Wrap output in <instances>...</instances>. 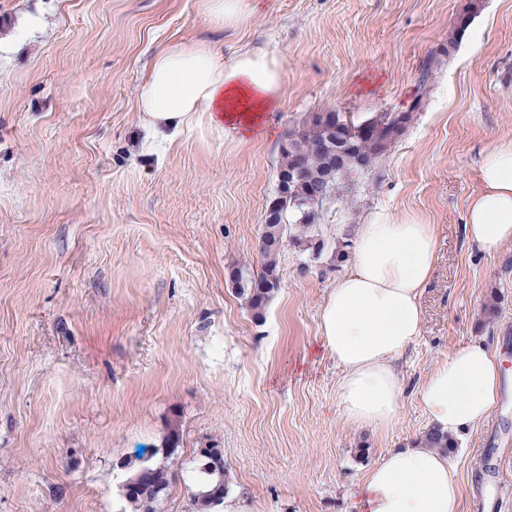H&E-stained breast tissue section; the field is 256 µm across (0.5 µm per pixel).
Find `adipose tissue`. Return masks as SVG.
<instances>
[{"label": "adipose tissue", "instance_id": "1", "mask_svg": "<svg viewBox=\"0 0 512 512\" xmlns=\"http://www.w3.org/2000/svg\"><path fill=\"white\" fill-rule=\"evenodd\" d=\"M221 48L175 44L158 50L142 78L138 107L155 137L173 142L196 113L239 138L278 103L275 57L245 49L230 62ZM482 191L466 212L468 240L488 253L512 245V140L487 148ZM435 225L414 215L374 216L361 225L352 270L331 288L320 320L327 352L345 370L336 386L345 420L382 432L395 422L404 383L394 361L421 334L423 292L437 259ZM501 369L481 341L457 348L423 378L418 396L431 426L456 433L494 411ZM363 512H460L461 491L433 448L386 452L361 488Z\"/></svg>", "mask_w": 512, "mask_h": 512}]
</instances>
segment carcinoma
I'll use <instances>...</instances> for the list:
<instances>
[{
	"instance_id": "carcinoma-1",
	"label": "carcinoma",
	"mask_w": 512,
	"mask_h": 512,
	"mask_svg": "<svg viewBox=\"0 0 512 512\" xmlns=\"http://www.w3.org/2000/svg\"><path fill=\"white\" fill-rule=\"evenodd\" d=\"M336 130L329 132L323 127V114H315L301 126L288 132L287 146L281 148V163L277 173L275 197L270 201L275 221L265 220L259 242L262 257L260 272L243 276L239 269L231 275L238 294L245 299L252 317L259 322L266 309L281 288L279 259L288 244L301 251H312L320 256L323 243L316 240L315 221L319 210L302 207L295 200L310 193L322 184L327 173V161L336 148L351 147L349 158L335 172V182L340 185L354 175L367 172L403 136L412 119L410 112H381L354 123L342 112L334 113ZM397 135L389 137L391 130ZM297 232H292V227ZM416 445L435 448L444 453L455 447L454 439L430 427L415 440ZM202 463L192 471L195 491L191 497L192 512H221L227 494L224 458L221 449L214 446L199 451ZM135 476L144 481L149 489L167 476L162 466H145ZM127 512H157L161 498L147 503L144 495L124 494Z\"/></svg>"
}]
</instances>
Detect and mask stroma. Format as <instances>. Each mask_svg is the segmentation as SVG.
<instances>
[{"instance_id": "35a3bbf8", "label": "stroma", "mask_w": 512, "mask_h": 512, "mask_svg": "<svg viewBox=\"0 0 512 512\" xmlns=\"http://www.w3.org/2000/svg\"><path fill=\"white\" fill-rule=\"evenodd\" d=\"M202 3L0 0V512H124L125 481L159 464L172 475L161 512H190L211 443L237 512H361L366 471L429 426L421 380L474 339L507 373L488 420L456 436L449 471L466 497L474 478L503 477L512 512V246L489 254L463 230L483 150L512 139V0H258L221 29ZM200 41L228 59L277 56L279 105L241 140L201 112L153 144L139 80L156 50ZM407 110L405 134L321 210V257L286 247L254 321L229 272L260 270L289 129L320 112ZM380 211L436 225L438 256L422 333L399 361L398 418L376 433L345 421L319 319Z\"/></svg>"}]
</instances>
